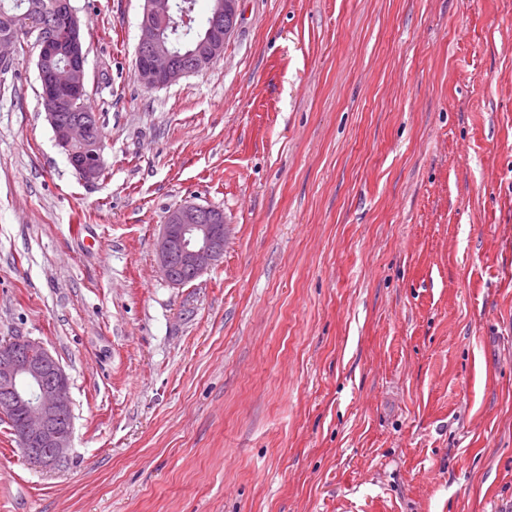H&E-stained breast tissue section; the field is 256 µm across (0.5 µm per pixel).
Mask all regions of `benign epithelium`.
Masks as SVG:
<instances>
[{
    "mask_svg": "<svg viewBox=\"0 0 512 512\" xmlns=\"http://www.w3.org/2000/svg\"><path fill=\"white\" fill-rule=\"evenodd\" d=\"M217 8L224 14V21L212 19L186 63L157 45L161 27L168 23L175 28L187 25L185 13H175L173 0H145L136 48V70L143 86H167L221 57L237 27L238 0H218ZM0 27V72L4 74L17 62V41L13 24ZM35 45L42 81L41 105L55 140L68 152L78 174L93 182L97 180L103 144H98L97 150L88 156L71 151L75 142L89 139L92 119L64 121L59 112L61 92H69L75 100L85 89L87 54L81 43L71 44L63 71H46L41 68L44 59L57 55L60 48L41 40L35 41ZM226 239L227 220L222 211L194 202L173 207L156 246L163 276L173 285L186 284V280L173 274V268L179 267L190 274L191 280L198 279L223 259ZM0 418L8 422L19 419L13 433L30 464L52 470L66 458L73 431L69 378L59 359L34 341H0Z\"/></svg>",
    "mask_w": 512,
    "mask_h": 512,
    "instance_id": "obj_1",
    "label": "benign epithelium"
}]
</instances>
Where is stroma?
I'll return each instance as SVG.
<instances>
[{"label":"stroma","mask_w":512,"mask_h":512,"mask_svg":"<svg viewBox=\"0 0 512 512\" xmlns=\"http://www.w3.org/2000/svg\"><path fill=\"white\" fill-rule=\"evenodd\" d=\"M106 173L0 74V340L70 380L54 470L0 421V512H512V0H239L145 88L144 0H73ZM223 259L165 280L183 202ZM227 220L214 207L184 202L169 210L158 237L156 253L165 279L182 286L186 280L173 274L180 267L198 279L210 267L223 259L227 239Z\"/></svg>","instance_id":"35a3bbf8"}]
</instances>
